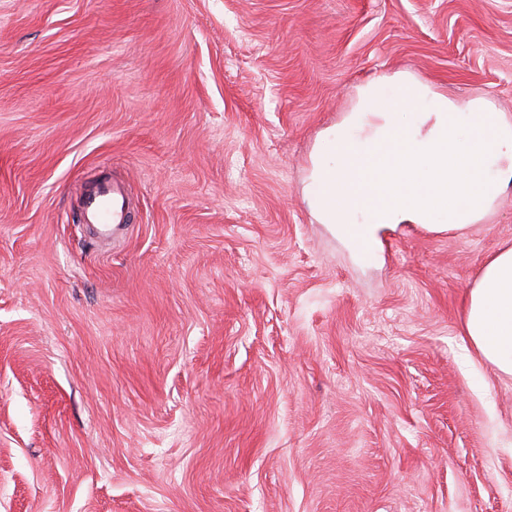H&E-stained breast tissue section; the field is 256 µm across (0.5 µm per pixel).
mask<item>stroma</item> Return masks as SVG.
Here are the masks:
<instances>
[{
	"label": "stroma",
	"mask_w": 512,
	"mask_h": 512,
	"mask_svg": "<svg viewBox=\"0 0 512 512\" xmlns=\"http://www.w3.org/2000/svg\"><path fill=\"white\" fill-rule=\"evenodd\" d=\"M400 70L512 117V0H0V512H512V378L463 335L512 185L370 250L305 199ZM129 195L124 184L100 178L84 192L81 219L84 224H97L102 234L118 231L128 224Z\"/></svg>",
	"instance_id": "stroma-1"
}]
</instances>
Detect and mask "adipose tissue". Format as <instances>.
<instances>
[{
  "label": "adipose tissue",
  "instance_id": "1",
  "mask_svg": "<svg viewBox=\"0 0 512 512\" xmlns=\"http://www.w3.org/2000/svg\"><path fill=\"white\" fill-rule=\"evenodd\" d=\"M511 182V118L395 72L360 84L342 124L323 132L306 199L319 223L355 226V241L369 249L388 224L464 230ZM464 334L481 359L512 376V246L485 262Z\"/></svg>",
  "mask_w": 512,
  "mask_h": 512
}]
</instances>
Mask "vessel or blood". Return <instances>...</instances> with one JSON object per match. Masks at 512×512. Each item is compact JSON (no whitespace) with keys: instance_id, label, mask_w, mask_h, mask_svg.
<instances>
[{"instance_id":"obj_1","label":"vessel or blood","mask_w":512,"mask_h":512,"mask_svg":"<svg viewBox=\"0 0 512 512\" xmlns=\"http://www.w3.org/2000/svg\"><path fill=\"white\" fill-rule=\"evenodd\" d=\"M128 215L129 195L124 184L101 178L87 186L81 211L83 223L98 225L102 233L108 234L127 223Z\"/></svg>"}]
</instances>
